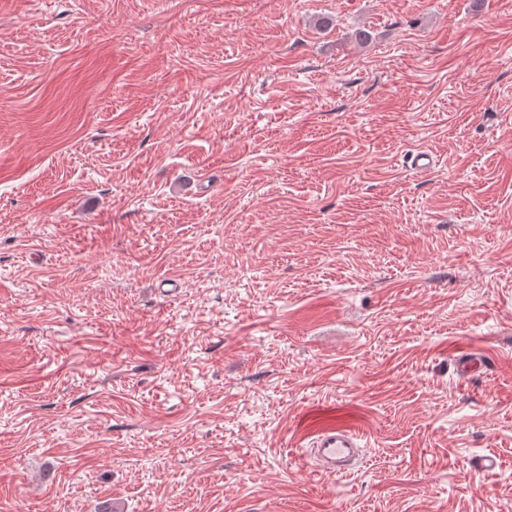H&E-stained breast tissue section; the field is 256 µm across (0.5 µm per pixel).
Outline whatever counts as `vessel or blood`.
<instances>
[{"instance_id": "b4317fda", "label": "vessel or blood", "mask_w": 512, "mask_h": 512, "mask_svg": "<svg viewBox=\"0 0 512 512\" xmlns=\"http://www.w3.org/2000/svg\"><path fill=\"white\" fill-rule=\"evenodd\" d=\"M489 356L482 350H471L457 358L455 370L460 379L485 375ZM367 434L362 425L339 423L327 425L307 437L302 456L307 467L320 479L347 473L363 456Z\"/></svg>"}]
</instances>
